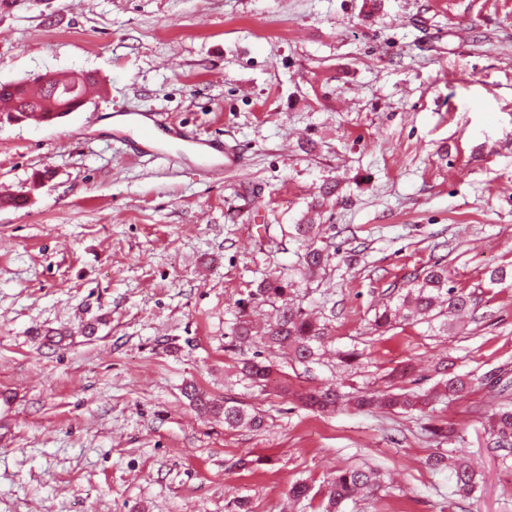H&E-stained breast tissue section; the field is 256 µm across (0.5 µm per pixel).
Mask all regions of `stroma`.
I'll use <instances>...</instances> for the list:
<instances>
[{
  "mask_svg": "<svg viewBox=\"0 0 512 512\" xmlns=\"http://www.w3.org/2000/svg\"><path fill=\"white\" fill-rule=\"evenodd\" d=\"M46 72L100 93L0 122V185L28 197L0 207V512H316L358 466L383 481L344 512H512V448L488 435L512 401V278L488 275L512 271V0H0V82ZM116 110L164 113L237 164L208 178L175 137L131 157L138 132L101 126ZM307 223L329 258L293 299L330 353H272L257 387L232 330L271 323L254 291L297 266ZM436 263L470 312L377 330ZM45 328L70 337L42 345ZM408 362L407 388L444 362L475 386L412 413L295 398L382 390ZM188 384L263 428L195 409ZM446 425L456 440L433 436ZM437 452L471 463V494L426 467ZM301 480L312 497L290 503Z\"/></svg>",
  "mask_w": 512,
  "mask_h": 512,
  "instance_id": "obj_1",
  "label": "stroma"
}]
</instances>
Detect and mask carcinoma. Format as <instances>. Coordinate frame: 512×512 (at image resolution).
Here are the masks:
<instances>
[{
  "label": "carcinoma",
  "instance_id": "1",
  "mask_svg": "<svg viewBox=\"0 0 512 512\" xmlns=\"http://www.w3.org/2000/svg\"><path fill=\"white\" fill-rule=\"evenodd\" d=\"M41 80L44 82L43 96L38 99H30L20 93L10 110L0 111L7 119L14 122H23L32 119V115L43 112L53 119H59L83 106L82 93L87 91L90 84L95 83V78L90 76L81 81V92L66 100H52V87L62 83L74 82L73 77L59 82L49 80L44 74H36L26 80L10 83H0V92L17 89L28 80ZM310 224H297L295 231L298 237L307 242L301 255L300 278L309 281L315 278L324 267L325 249L318 248L308 242ZM295 280L290 278H272L259 283L255 295L275 304V314L272 323L260 336L250 334L246 323H240L235 329V336L256 345L266 347H279L288 351L293 359L299 362H309L320 356L321 347L328 336V326L318 322L304 309L295 304L290 298V290L294 287ZM445 298L448 303V313L454 315L470 309L471 296L453 287L448 286V270L446 267L435 264L425 272L424 277L417 283V287L409 289L402 302L395 309L386 308L376 314L375 325L382 329L393 326L397 316L404 319L422 317L429 318L435 309L438 299ZM272 364L254 358L241 361V372L254 383H263L271 372ZM447 379L441 382L439 392L456 398L471 389L474 378L468 374H459L449 365L443 367ZM186 397L217 414L224 415V424L230 427L248 426L258 429L263 424V419L256 413H248L242 408L231 405L229 402L218 404L204 399L195 387L185 388ZM340 396L334 389H325L306 396V403L322 411H330L336 408ZM431 394L416 391L404 393H362L348 399V403L356 409L371 407L400 409L411 411L429 404ZM490 435L494 444L500 448H512V406L505 405L495 411L489 421ZM452 473L455 479L457 491L464 494L470 493L476 485V472L469 462L459 458L453 464ZM382 473L370 467H356L343 470L336 474L330 481L327 500L320 505V512H341L340 507L347 501L355 498L363 492H372L380 486Z\"/></svg>",
  "mask_w": 512,
  "mask_h": 512
}]
</instances>
